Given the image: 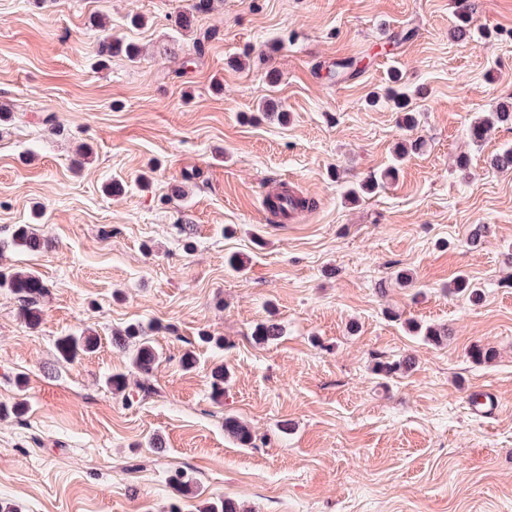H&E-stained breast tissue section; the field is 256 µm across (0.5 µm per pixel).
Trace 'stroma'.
<instances>
[{
	"label": "stroma",
	"mask_w": 512,
	"mask_h": 512,
	"mask_svg": "<svg viewBox=\"0 0 512 512\" xmlns=\"http://www.w3.org/2000/svg\"><path fill=\"white\" fill-rule=\"evenodd\" d=\"M193 2L0 0V271L47 286L35 328L0 288V403H27L0 419V499L21 512H202L227 497L247 512H512V172L487 163L512 124L469 138L512 105V0H212L186 31L175 20ZM106 26L138 59L96 65ZM350 58L365 71L328 81ZM394 67L409 131L384 95ZM408 139L423 147L396 178L348 200ZM285 178L315 206L282 224L263 196ZM34 222L50 247H16ZM476 224L490 232L473 246ZM460 274L480 301L448 294ZM272 317L283 336L256 343ZM409 319L447 326V342L411 335ZM131 324L152 326L159 364L148 391L115 394L105 379L130 364L112 338ZM85 329L96 350L59 361L56 339ZM204 332L224 348L199 345ZM475 345L495 359L473 361ZM406 356L409 373L375 375ZM218 364L231 379L217 399ZM481 391L498 413H471ZM228 414L254 446L225 434ZM177 470L193 479L179 496Z\"/></svg>",
	"instance_id": "1"
}]
</instances>
